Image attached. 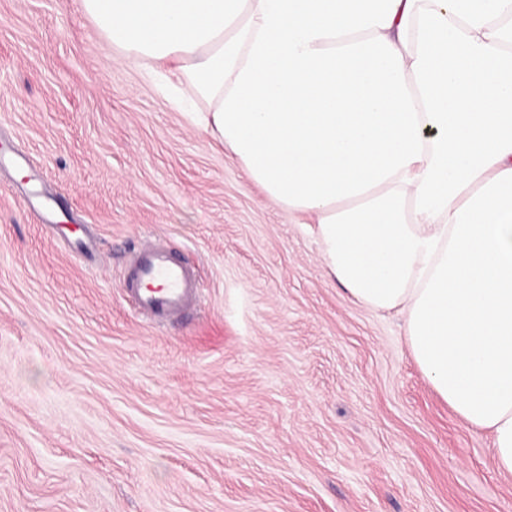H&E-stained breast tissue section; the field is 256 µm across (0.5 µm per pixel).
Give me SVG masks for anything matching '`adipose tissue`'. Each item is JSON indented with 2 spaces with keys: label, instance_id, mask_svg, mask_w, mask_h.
Masks as SVG:
<instances>
[{
  "label": "adipose tissue",
  "instance_id": "adipose-tissue-1",
  "mask_svg": "<svg viewBox=\"0 0 512 512\" xmlns=\"http://www.w3.org/2000/svg\"><path fill=\"white\" fill-rule=\"evenodd\" d=\"M169 64L358 303L512 474V0H81Z\"/></svg>",
  "mask_w": 512,
  "mask_h": 512
}]
</instances>
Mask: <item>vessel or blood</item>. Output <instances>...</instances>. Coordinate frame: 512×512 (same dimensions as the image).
I'll list each match as a JSON object with an SVG mask.
<instances>
[{"instance_id":"1","label":"vessel or blood","mask_w":512,"mask_h":512,"mask_svg":"<svg viewBox=\"0 0 512 512\" xmlns=\"http://www.w3.org/2000/svg\"><path fill=\"white\" fill-rule=\"evenodd\" d=\"M124 285L139 312L157 323L182 316L198 302L194 268L177 260L161 244L146 245L134 252Z\"/></svg>"}]
</instances>
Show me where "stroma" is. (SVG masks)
<instances>
[{
    "label": "stroma",
    "mask_w": 512,
    "mask_h": 512,
    "mask_svg": "<svg viewBox=\"0 0 512 512\" xmlns=\"http://www.w3.org/2000/svg\"><path fill=\"white\" fill-rule=\"evenodd\" d=\"M0 512H512V475L81 0H0ZM54 209L60 228L42 216ZM158 241L200 302L144 319Z\"/></svg>",
    "instance_id": "stroma-1"
}]
</instances>
